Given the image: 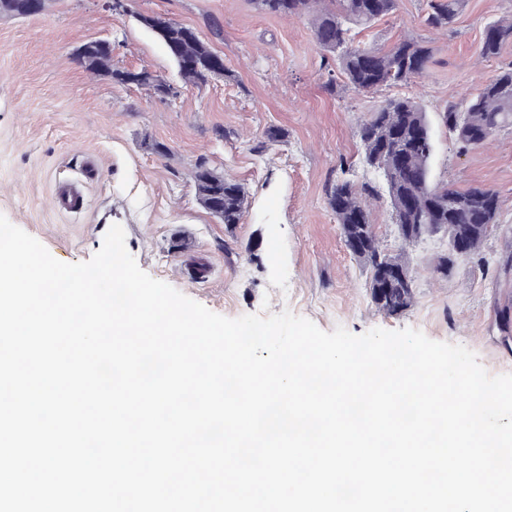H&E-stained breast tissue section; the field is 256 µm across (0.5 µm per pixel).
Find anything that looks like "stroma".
<instances>
[{"mask_svg":"<svg viewBox=\"0 0 512 512\" xmlns=\"http://www.w3.org/2000/svg\"><path fill=\"white\" fill-rule=\"evenodd\" d=\"M428 0H399L394 14L359 33L388 48L407 37L431 50L412 84L361 94L316 44L304 18L259 11L252 0H48L44 11L0 17V214L63 262H85L109 227L121 225L139 267L212 312L237 318L282 311L330 332L414 328L472 350L492 375L512 373V128L485 146L460 149L438 119L512 62V44L482 59L485 26L506 0H465L448 31L423 19ZM159 15L193 28L221 55L227 75L183 84L162 43L139 22ZM107 39L112 65L146 69L177 85L163 100L95 77L75 60L84 43ZM415 98L431 123L432 182L498 193L499 226L479 257L434 271L445 240L408 250L414 303L390 315L372 301L367 274L347 250L326 190L347 179L369 184L377 235L400 246L382 182L364 167L357 122L392 96ZM282 141L258 149L263 131ZM164 145V153L148 148ZM244 184L241 224L225 227L200 204L198 163ZM76 181L82 209L53 205L57 182ZM189 240L178 248L180 240Z\"/></svg>","mask_w":512,"mask_h":512,"instance_id":"35a3bbf8","label":"stroma"}]
</instances>
